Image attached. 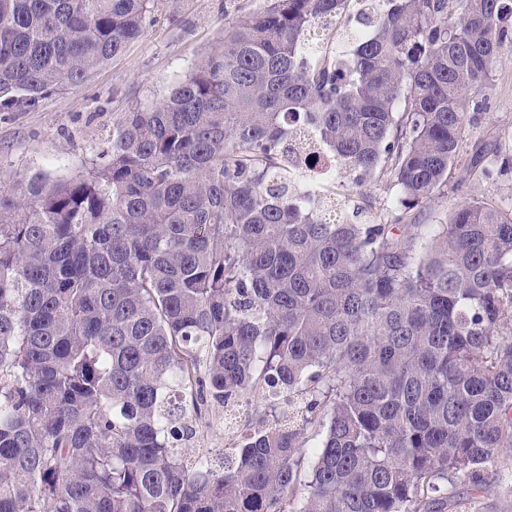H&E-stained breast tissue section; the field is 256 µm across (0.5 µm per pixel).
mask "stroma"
Wrapping results in <instances>:
<instances>
[{"label":"stroma","instance_id":"1","mask_svg":"<svg viewBox=\"0 0 512 512\" xmlns=\"http://www.w3.org/2000/svg\"><path fill=\"white\" fill-rule=\"evenodd\" d=\"M266 0H155L154 18L144 33L82 83L61 88L26 112H0V189L42 171L66 179L86 170L112 130V121L133 106L160 100L204 51L224 34L225 22L264 8ZM491 108L471 115L462 137L458 162L451 170L457 192L411 211L416 224H443L470 197L507 201L512 173L495 185L475 184L470 159L476 149L512 140V51L497 59L489 91ZM338 213L352 215L366 201L385 203L395 191L389 178L378 179L367 196H350L349 177L338 172L331 193ZM483 512H512V462L486 477L482 489L461 482L448 490L447 512H470L471 498Z\"/></svg>","mask_w":512,"mask_h":512}]
</instances>
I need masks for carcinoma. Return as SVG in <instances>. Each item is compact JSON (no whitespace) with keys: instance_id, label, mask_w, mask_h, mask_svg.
I'll return each instance as SVG.
<instances>
[{"instance_id":"carcinoma-1","label":"carcinoma","mask_w":512,"mask_h":512,"mask_svg":"<svg viewBox=\"0 0 512 512\" xmlns=\"http://www.w3.org/2000/svg\"><path fill=\"white\" fill-rule=\"evenodd\" d=\"M348 2L240 13L84 174L0 190V512H445L512 457V203L408 223L489 107L512 0ZM154 6L0 0V112L80 84ZM301 138L397 203L332 217ZM257 390L223 460L189 461L203 407ZM318 155V152H309L308 150H303L299 154V168L303 175V180L306 183L318 185L329 178H331L334 174V168L330 167H321L318 164H314V155ZM309 160H313V164H309Z\"/></svg>"}]
</instances>
